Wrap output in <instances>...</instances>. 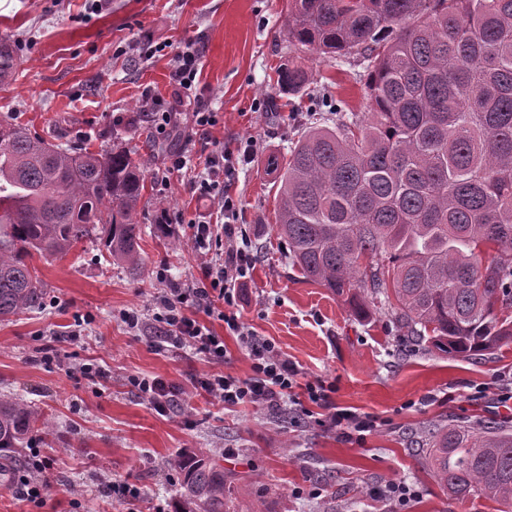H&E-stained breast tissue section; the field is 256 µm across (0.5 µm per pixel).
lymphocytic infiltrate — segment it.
<instances>
[{
	"label": "lymphocytic infiltrate",
	"mask_w": 512,
	"mask_h": 512,
	"mask_svg": "<svg viewBox=\"0 0 512 512\" xmlns=\"http://www.w3.org/2000/svg\"><path fill=\"white\" fill-rule=\"evenodd\" d=\"M236 204L232 196L224 198V248L212 247L213 232L209 224L193 225L191 243L201 261L207 281L199 288L174 287L158 299L150 319L161 323L164 337L185 348L202 353L211 360L223 361L226 354L224 339L205 324L189 317L192 309L212 313L213 298L223 300L226 310L218 314L228 332L238 336L252 360V374L241 380L221 372L196 378V390L211 401L224 405L250 402L265 407H277L285 401L297 384L298 371L264 337L244 329L234 308L237 304L235 285L250 268L251 244L235 226ZM25 474L15 477L20 496L32 503H44L52 487L51 465L39 449H31Z\"/></svg>",
	"instance_id": "obj_1"
}]
</instances>
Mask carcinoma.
<instances>
[{
  "mask_svg": "<svg viewBox=\"0 0 512 512\" xmlns=\"http://www.w3.org/2000/svg\"><path fill=\"white\" fill-rule=\"evenodd\" d=\"M288 45L367 62L370 110L320 101L336 126H310L277 179V234L306 279L355 314L379 304L402 336L466 358L512 344V0H288ZM297 57L278 75L310 85ZM147 161L113 147L62 148L0 119V316L37 308L27 259L85 241L132 271ZM495 250L490 260L483 249ZM52 434L39 410L0 397V458ZM426 462L453 500L512 512V427L437 421ZM182 512H236L214 459L168 462Z\"/></svg>",
  "mask_w": 512,
  "mask_h": 512,
  "instance_id": "1",
  "label": "carcinoma"
}]
</instances>
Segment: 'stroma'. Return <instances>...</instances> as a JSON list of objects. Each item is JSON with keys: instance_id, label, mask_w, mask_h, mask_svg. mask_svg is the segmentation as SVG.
<instances>
[{"instance_id": "35a3bbf8", "label": "stroma", "mask_w": 512, "mask_h": 512, "mask_svg": "<svg viewBox=\"0 0 512 512\" xmlns=\"http://www.w3.org/2000/svg\"><path fill=\"white\" fill-rule=\"evenodd\" d=\"M288 0H0V38L15 52L13 78L0 83V117L53 143L96 151L119 145L149 159L137 220L142 275L106 262L95 244L30 261L44 289L40 308L0 319V396L28 402L54 422L37 439L52 464L43 505L0 481V512H173L179 487L167 461L190 449L218 458L225 473L254 478L239 512H497L484 499L458 502L433 478L418 443L441 419L474 426L512 421V345L470 359L428 342H404L386 311L356 316L327 288L308 281L276 235L279 206L268 161L285 160L311 121L312 99L329 94L345 112L365 115L369 101L357 62L306 57V94L285 95L277 73L290 56L282 29ZM199 58L193 88L167 136L145 110L168 101L176 55ZM213 112L214 125L193 115ZM254 139L253 162L231 185L252 243L254 267L236 285L245 329L268 338L296 366L299 388L277 409L221 405L199 395L193 380L213 370L239 379L251 360L217 317L227 354L216 364L148 331L130 329L124 311L154 307L171 284L202 278L189 223L223 225L221 197L193 191L210 157ZM187 160L174 170L176 156ZM181 242L171 253L172 242ZM89 323L67 338L75 317ZM66 352L75 373L44 360ZM108 371L90 379L79 365ZM160 378L178 404L157 411L131 380ZM324 382L331 403L374 419L363 438L320 425L317 405L301 409L305 384ZM106 481L140 487L136 500L100 492ZM392 482L418 495L398 506L372 495Z\"/></svg>"}]
</instances>
